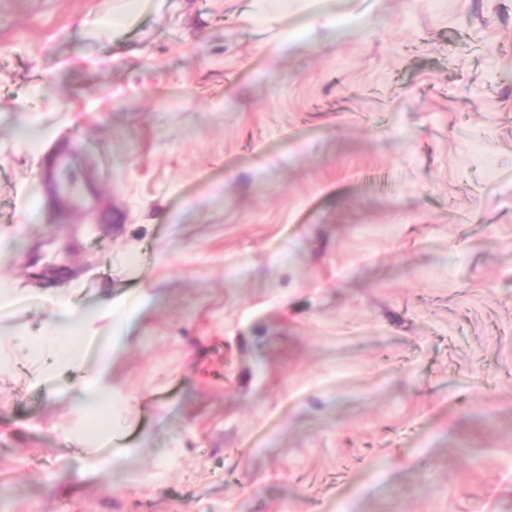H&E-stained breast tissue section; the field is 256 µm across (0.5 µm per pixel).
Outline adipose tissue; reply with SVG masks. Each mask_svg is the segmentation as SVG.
Returning a JSON list of instances; mask_svg holds the SVG:
<instances>
[{"label":"adipose tissue","mask_w":512,"mask_h":512,"mask_svg":"<svg viewBox=\"0 0 512 512\" xmlns=\"http://www.w3.org/2000/svg\"><path fill=\"white\" fill-rule=\"evenodd\" d=\"M54 316L45 334L40 336L35 347L58 356L62 365L80 364L85 358L84 345L87 338L118 335L127 325L137 309V300L121 302L105 301L97 307L73 315L69 303L55 298ZM114 346L102 345L96 352L93 363L81 385L82 409L111 418L115 409V397L110 386Z\"/></svg>","instance_id":"ef3b65f1"}]
</instances>
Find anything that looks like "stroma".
I'll return each instance as SVG.
<instances>
[{
    "label": "stroma",
    "instance_id": "obj_1",
    "mask_svg": "<svg viewBox=\"0 0 512 512\" xmlns=\"http://www.w3.org/2000/svg\"><path fill=\"white\" fill-rule=\"evenodd\" d=\"M116 2L0 0V512H512V0ZM57 292L144 301L105 475ZM151 0H126L120 1V5L113 9L112 15L105 16L99 24L112 29L124 22L129 21L136 14L140 13Z\"/></svg>",
    "mask_w": 512,
    "mask_h": 512
}]
</instances>
